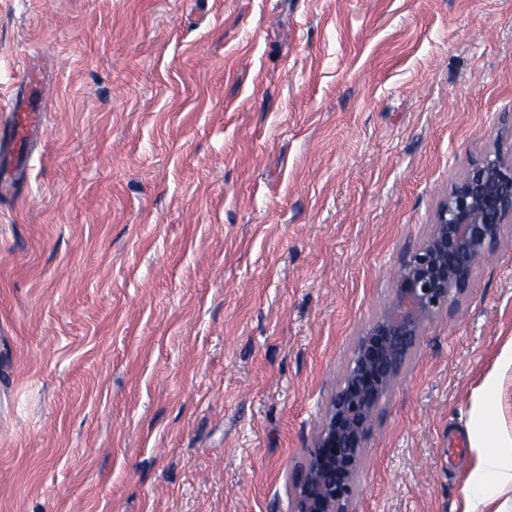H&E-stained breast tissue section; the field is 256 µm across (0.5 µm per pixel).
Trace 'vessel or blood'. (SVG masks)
Listing matches in <instances>:
<instances>
[{"instance_id":"1","label":"vessel or blood","mask_w":512,"mask_h":512,"mask_svg":"<svg viewBox=\"0 0 512 512\" xmlns=\"http://www.w3.org/2000/svg\"><path fill=\"white\" fill-rule=\"evenodd\" d=\"M0 121V188H15L23 179L34 142L47 120V80L37 68L24 76V91L12 97Z\"/></svg>"}]
</instances>
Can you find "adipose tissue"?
Wrapping results in <instances>:
<instances>
[{
    "label": "adipose tissue",
    "mask_w": 512,
    "mask_h": 512,
    "mask_svg": "<svg viewBox=\"0 0 512 512\" xmlns=\"http://www.w3.org/2000/svg\"><path fill=\"white\" fill-rule=\"evenodd\" d=\"M497 391L495 378H487L469 428L470 446L476 455L466 497L478 504L512 487V439L502 434L493 417Z\"/></svg>",
    "instance_id": "obj_1"
}]
</instances>
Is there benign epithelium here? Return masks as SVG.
<instances>
[{"label": "benign epithelium", "instance_id": "benign-epithelium-1", "mask_svg": "<svg viewBox=\"0 0 512 512\" xmlns=\"http://www.w3.org/2000/svg\"><path fill=\"white\" fill-rule=\"evenodd\" d=\"M512 220V154L487 153L448 194L402 263L385 311L351 346L313 446L288 483V512H352L381 402L395 388L426 323L467 290Z\"/></svg>", "mask_w": 512, "mask_h": 512}]
</instances>
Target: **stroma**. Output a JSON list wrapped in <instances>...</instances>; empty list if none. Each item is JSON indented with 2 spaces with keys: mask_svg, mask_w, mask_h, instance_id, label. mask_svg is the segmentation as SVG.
Listing matches in <instances>:
<instances>
[{
  "mask_svg": "<svg viewBox=\"0 0 512 512\" xmlns=\"http://www.w3.org/2000/svg\"><path fill=\"white\" fill-rule=\"evenodd\" d=\"M0 512H286L356 336L451 187L512 149V0H0ZM512 222L429 323L355 512H467L512 437ZM47 83L35 66L24 76V92L12 97L1 112L0 188L14 189L23 179L34 142L44 133L47 120ZM497 383L488 377L476 403L469 428L470 446L476 452L466 487V497L484 504L512 486V440L498 428L493 412L496 408Z\"/></svg>",
  "mask_w": 512,
  "mask_h": 512,
  "instance_id": "stroma-1",
  "label": "stroma"
}]
</instances>
